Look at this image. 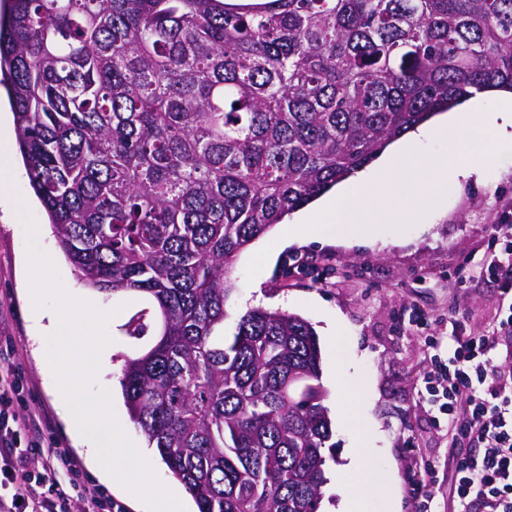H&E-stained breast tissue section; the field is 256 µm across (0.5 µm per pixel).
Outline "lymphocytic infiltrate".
Listing matches in <instances>:
<instances>
[{
    "label": "lymphocytic infiltrate",
    "mask_w": 512,
    "mask_h": 512,
    "mask_svg": "<svg viewBox=\"0 0 512 512\" xmlns=\"http://www.w3.org/2000/svg\"><path fill=\"white\" fill-rule=\"evenodd\" d=\"M448 359H434L424 378L436 426L452 445L473 444L457 458L448 478V512H512V312L491 331L474 333L453 324ZM23 373L15 364L12 337L0 329V512H71L74 500L97 508L99 495L74 482V463L61 454L39 416L13 410Z\"/></svg>",
    "instance_id": "lymphocytic-infiltrate-1"
}]
</instances>
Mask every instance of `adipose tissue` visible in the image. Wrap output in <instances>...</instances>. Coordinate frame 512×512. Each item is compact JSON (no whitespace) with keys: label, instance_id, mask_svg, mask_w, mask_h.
Here are the masks:
<instances>
[{"label":"adipose tissue","instance_id":"1","mask_svg":"<svg viewBox=\"0 0 512 512\" xmlns=\"http://www.w3.org/2000/svg\"><path fill=\"white\" fill-rule=\"evenodd\" d=\"M57 317V312H46L38 307L33 309L32 321L38 351L51 353L61 361L75 360L77 355L83 353L87 356V368L95 372L111 370V340L101 338L86 342V329L82 326L76 327L69 337H58L55 332ZM52 391L63 399L75 402L71 426L85 446L93 466L114 485H123L127 450L123 428L112 418L111 396L102 391L90 398L78 384L60 379L53 383Z\"/></svg>","mask_w":512,"mask_h":512}]
</instances>
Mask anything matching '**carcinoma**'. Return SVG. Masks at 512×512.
<instances>
[{"label":"carcinoma","mask_w":512,"mask_h":512,"mask_svg":"<svg viewBox=\"0 0 512 512\" xmlns=\"http://www.w3.org/2000/svg\"><path fill=\"white\" fill-rule=\"evenodd\" d=\"M0 83L68 260L154 305L122 392L198 512H319L318 336L254 308L224 339L229 269L408 131L512 92V0H0Z\"/></svg>","instance_id":"1"}]
</instances>
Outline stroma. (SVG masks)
Instances as JSON below:
<instances>
[{"mask_svg":"<svg viewBox=\"0 0 512 512\" xmlns=\"http://www.w3.org/2000/svg\"><path fill=\"white\" fill-rule=\"evenodd\" d=\"M14 194L27 202L20 216L0 208V308L25 372L20 411L45 415L50 434L80 466L83 481L96 485L124 512H144L137 492L146 485L164 488L174 479L156 449L131 421L119 378L125 357L147 348L150 337L127 336L136 314L154 316L151 302L135 292L105 294L87 286L66 259L40 202L29 185L22 158L14 160ZM512 215V154L482 181L449 183L442 200L406 226H382L369 244L348 245L332 232L279 246L287 224L277 225L235 259V288L225 308V336L253 307L293 313L309 320L321 348V403L333 423L335 447L327 461L328 483L322 512H335L342 475L357 470L350 492L367 488L372 512H417L413 486L430 468L432 512H448V471L457 449L435 426L421 393L422 378L435 355L426 336L446 338L451 318L469 330L485 331L502 303L500 283L483 274L491 260L493 226ZM468 264L474 276L459 283L457 270ZM66 288L81 305L62 313L60 333L86 322L90 334L111 339L117 350L110 372L87 376L75 367L40 355L33 344V305L52 308L54 291ZM414 313L431 316L427 329L409 322ZM356 377V388L336 385L340 373ZM68 377L91 391L112 392V406L124 428L128 487L115 489L89 463L68 425L70 402L56 398L51 378ZM349 409L372 429L367 448L353 450V435L339 412Z\"/></svg>","mask_w":512,"mask_h":512,"instance_id":"stroma-1","label":"stroma"}]
</instances>
